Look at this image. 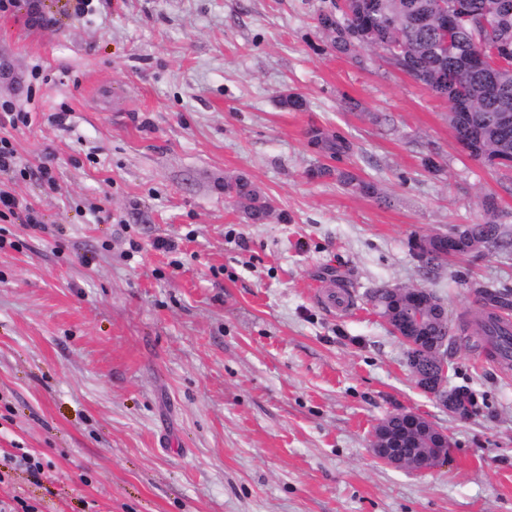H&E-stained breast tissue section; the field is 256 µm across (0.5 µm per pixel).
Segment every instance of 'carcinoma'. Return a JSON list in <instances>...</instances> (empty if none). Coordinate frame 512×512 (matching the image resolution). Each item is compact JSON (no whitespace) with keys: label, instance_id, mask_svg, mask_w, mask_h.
Here are the masks:
<instances>
[{"label":"carcinoma","instance_id":"carcinoma-1","mask_svg":"<svg viewBox=\"0 0 512 512\" xmlns=\"http://www.w3.org/2000/svg\"><path fill=\"white\" fill-rule=\"evenodd\" d=\"M380 0H334L332 9L317 18V27L330 40L332 48L339 52L350 49H379L387 51L390 42L403 40L407 51L389 58L399 70L415 77H428V90L448 102V119L455 137L467 140L472 154L489 169L512 168V124L502 126L497 122L501 112L512 113V79L502 80L474 57L473 48L478 43L490 44L501 37L512 39V19L498 27L490 21L491 6L495 0H465L466 13L456 19L448 29L451 50L441 59L430 52L431 46L441 39L439 26L409 23L398 25L392 32L376 23ZM457 74L464 82L459 92L453 84L441 86L434 75ZM310 143L317 151L329 158H340L353 152L352 143L346 138L313 129ZM337 179L345 186L368 196L381 198L377 185L349 171L337 172ZM224 194L237 199L247 219L262 223L270 216L271 206L267 198L252 187L243 177L224 182ZM478 237L483 249L490 250L502 242V225L488 219L481 224L464 225V234L453 246H448L445 234L426 235L411 240V249L427 272L437 270L443 263V255L462 257L469 255L467 237ZM409 288H391L379 285L369 289L367 296L384 313L393 310L395 327L405 332L406 301ZM483 312L463 325L464 335L450 332L448 317L434 315L423 328L420 343V361L413 364L414 377L418 382L430 379L437 368L436 354L429 344L451 349L459 341H466L485 350L488 356L502 358L505 365L512 364V334L504 333L497 325L499 310L512 307V294L506 291H487L481 298Z\"/></svg>","mask_w":512,"mask_h":512}]
</instances>
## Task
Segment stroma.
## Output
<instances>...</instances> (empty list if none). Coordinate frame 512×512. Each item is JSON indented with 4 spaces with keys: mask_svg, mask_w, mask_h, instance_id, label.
<instances>
[{
    "mask_svg": "<svg viewBox=\"0 0 512 512\" xmlns=\"http://www.w3.org/2000/svg\"><path fill=\"white\" fill-rule=\"evenodd\" d=\"M332 0H18L0 14V501L37 512H512V369L448 354L465 421L420 390L365 297L425 288L458 325L512 291V170L471 159L448 105L379 51L339 53ZM307 107L285 105L289 93ZM67 113L65 125L52 122ZM322 128L353 144L327 159ZM51 157L58 190L28 169ZM434 167H427L426 158ZM375 182L360 195L321 165ZM246 178L272 213L224 196ZM507 248L426 272L413 237L483 222ZM172 250L162 249V242ZM356 300L330 308L328 289ZM411 411L446 461L392 467L376 426Z\"/></svg>",
    "mask_w": 512,
    "mask_h": 512,
    "instance_id": "1",
    "label": "stroma"
}]
</instances>
